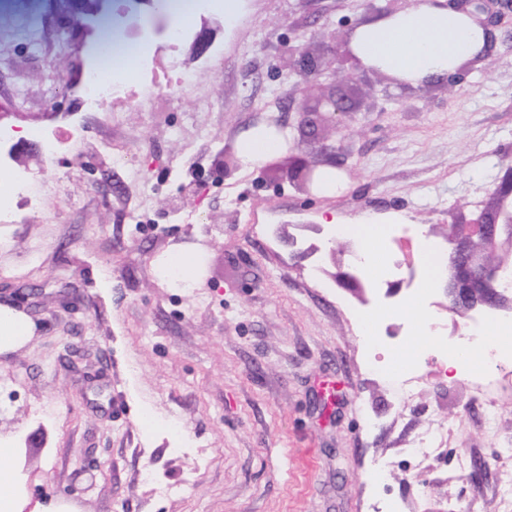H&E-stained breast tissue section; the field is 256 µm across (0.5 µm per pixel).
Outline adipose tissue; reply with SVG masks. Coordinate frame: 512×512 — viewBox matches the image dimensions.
Wrapping results in <instances>:
<instances>
[{"label":"adipose tissue","mask_w":512,"mask_h":512,"mask_svg":"<svg viewBox=\"0 0 512 512\" xmlns=\"http://www.w3.org/2000/svg\"><path fill=\"white\" fill-rule=\"evenodd\" d=\"M355 52L367 63L406 78L441 76L479 49L467 18L452 7L430 4L359 28ZM285 146L282 133L254 128L238 141L242 165L261 169ZM34 335L32 321L14 307L0 305V352L25 345Z\"/></svg>","instance_id":"ef3b65f1"}]
</instances>
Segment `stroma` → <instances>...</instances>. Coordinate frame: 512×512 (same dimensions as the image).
<instances>
[{
    "label": "stroma",
    "mask_w": 512,
    "mask_h": 512,
    "mask_svg": "<svg viewBox=\"0 0 512 512\" xmlns=\"http://www.w3.org/2000/svg\"><path fill=\"white\" fill-rule=\"evenodd\" d=\"M0 11V113L5 126L57 135L54 157L11 161L26 202L0 223V304L36 332L0 353V444L14 448L19 512H502L512 497V375L486 380L442 361L421 365L406 397L399 366L428 340L399 307L415 302L437 324L439 346L463 327L512 342L510 309L476 321L448 309L443 273L420 237L447 252L445 224L483 208L512 155V28L491 56L467 58L461 85L392 83L389 74H342L335 53L362 0H241L234 27L221 10L194 16L213 29L162 50L177 59L174 95L86 111L92 30L62 0H12ZM320 56L314 95L346 88L359 104L340 143L333 191L298 190L289 159L314 160L299 134L259 170L216 169L242 132L292 122L297 78L277 68L297 43ZM331 223L319 222V215ZM388 236L372 271L353 267L371 224ZM196 250L192 288H174L156 263ZM413 285L361 301L336 275L387 288L393 256ZM434 287H427V280ZM382 360L370 359L366 318ZM383 481L368 480L377 458ZM484 461L480 484L468 464Z\"/></svg>",
    "instance_id": "stroma-1"
}]
</instances>
